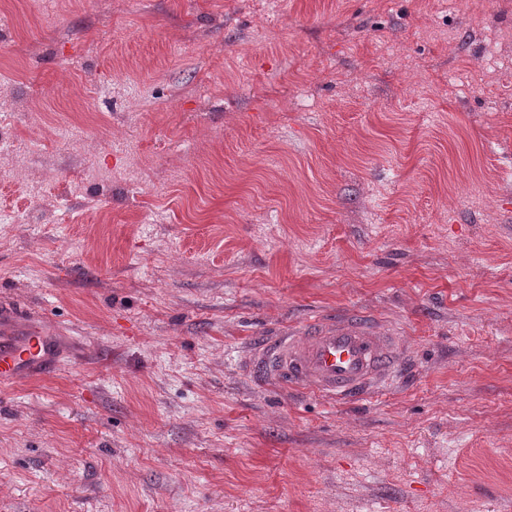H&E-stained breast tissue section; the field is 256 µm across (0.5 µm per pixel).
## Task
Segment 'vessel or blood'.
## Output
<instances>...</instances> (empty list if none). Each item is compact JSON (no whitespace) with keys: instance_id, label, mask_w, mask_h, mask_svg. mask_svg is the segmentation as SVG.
<instances>
[{"instance_id":"b4317fda","label":"vessel or blood","mask_w":512,"mask_h":512,"mask_svg":"<svg viewBox=\"0 0 512 512\" xmlns=\"http://www.w3.org/2000/svg\"><path fill=\"white\" fill-rule=\"evenodd\" d=\"M404 344L369 317H311L298 329L268 338L253 352L252 369L283 387L339 402L366 397L398 374ZM65 352L56 329L42 325L0 336V386L56 368Z\"/></svg>"}]
</instances>
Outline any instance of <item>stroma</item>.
Returning <instances> with one entry per match:
<instances>
[{"instance_id":"35a3bbf8","label":"stroma","mask_w":512,"mask_h":512,"mask_svg":"<svg viewBox=\"0 0 512 512\" xmlns=\"http://www.w3.org/2000/svg\"><path fill=\"white\" fill-rule=\"evenodd\" d=\"M0 512H512V0H0ZM397 382L257 385L309 316ZM0 336V386L56 368L65 357L60 336L52 325L19 335Z\"/></svg>"}]
</instances>
